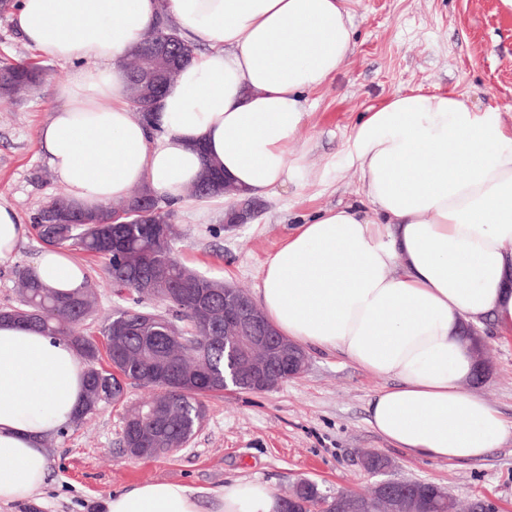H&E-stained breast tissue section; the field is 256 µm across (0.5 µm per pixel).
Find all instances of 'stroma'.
<instances>
[{
    "instance_id": "35a3bbf8",
    "label": "stroma",
    "mask_w": 512,
    "mask_h": 512,
    "mask_svg": "<svg viewBox=\"0 0 512 512\" xmlns=\"http://www.w3.org/2000/svg\"><path fill=\"white\" fill-rule=\"evenodd\" d=\"M356 52L307 101L301 137L319 179L274 190L251 221L225 228L220 204L176 209V250L197 272L257 294L266 260L306 216L356 203L359 175L345 144L366 109L390 96L422 89L466 94L478 107L512 113V13L500 0H354ZM40 62L43 84L25 99L0 100V204L11 206L27 231L12 259L0 262V308L19 300L15 271L33 265L44 246L30 226L63 187L51 170L40 133L58 105L56 87L69 64L40 58L9 17L0 16V59ZM95 285L96 312L85 333L131 307L113 288L104 259L72 249ZM483 341L492 372L471 389L512 425V334L485 322ZM302 375L270 392L227 387L203 397L206 417L189 443L158 457L128 458L121 443L126 406L152 398L146 385L127 386L120 403L101 405L82 422L48 438L46 484L31 501L1 504L0 512H102L103 501L146 481H171L203 490L206 512L225 483L260 481L284 495L305 478L331 492H369L376 483L361 463L365 451L385 455L389 478L426 480L456 500L488 497L512 512V434L481 461L417 459L376 433L367 422L372 396L392 378L373 375L340 352L309 350Z\"/></svg>"
}]
</instances>
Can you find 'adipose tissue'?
<instances>
[{
	"label": "adipose tissue",
	"mask_w": 512,
	"mask_h": 512,
	"mask_svg": "<svg viewBox=\"0 0 512 512\" xmlns=\"http://www.w3.org/2000/svg\"><path fill=\"white\" fill-rule=\"evenodd\" d=\"M351 0H18L12 21L44 58L72 64L41 134L71 202L88 209L144 186L172 205L205 167L249 196L313 177L300 141L307 94L355 52ZM205 45L164 93L155 126L133 112L125 62L159 13ZM346 155L360 203L300 224L262 267L258 301L301 346L341 352L392 386L368 423L418 458L478 462L512 432L467 388L476 373L463 324L512 332V117L457 93L413 91L370 107ZM57 291L83 287L66 251L34 263ZM63 339L0 320V503L47 482L45 437L85 394ZM217 512H280L267 485L235 480ZM105 512H205L198 490L149 481Z\"/></svg>",
	"instance_id": "obj_1"
}]
</instances>
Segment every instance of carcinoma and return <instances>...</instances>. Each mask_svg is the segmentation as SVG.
Here are the masks:
<instances>
[{
    "mask_svg": "<svg viewBox=\"0 0 512 512\" xmlns=\"http://www.w3.org/2000/svg\"><path fill=\"white\" fill-rule=\"evenodd\" d=\"M175 50L174 64L161 68L164 84L171 85L179 69L196 57L197 45L182 39L179 33L172 36ZM145 66L141 49L130 52L127 81H132ZM45 70L35 63H11L0 61V97H15L19 90L39 85ZM152 191L137 188L129 200L119 207L108 209V217L124 232L127 242L135 245L146 257V273L154 277L177 283L181 291L159 303L166 309L131 308L115 313L103 323L101 334L105 346L92 337L83 335L78 327L94 312L96 297L91 284L67 295L46 287L34 271L28 267L17 270L20 282L19 303L0 310L10 313L8 319L38 328L41 333L61 337L70 341L85 361V399L83 414L96 410L103 404L118 401L127 383L160 386L156 380L159 372H173L180 381L172 384L167 395L156 397L142 404L141 413L131 408L127 412L122 442L128 444V436L136 432L139 437L152 433L153 443H140L145 448H178L188 443L205 417V408L200 397L224 390V383L237 376L232 356L224 352V341L220 336L224 330L194 321L192 290L195 288L197 272L186 266L178 257L175 248L176 233L172 226L173 214L165 209L161 212H146L142 223H132L128 215L139 196H149ZM189 194L203 197L222 194L236 203H251L242 199L235 186L224 181V175L215 170H206L200 180L190 186ZM169 225V239L158 241L151 235L152 225ZM38 239L49 247L73 246L91 256L99 255L95 233L82 227L72 228L66 238H55L47 225L34 221L32 224ZM106 271L112 284L120 289L128 288L123 269L112 258H107ZM151 316L160 330L152 341L145 342L138 332L127 337V347L121 356L112 349V327L123 319L136 321L138 316Z\"/></svg>",
    "mask_w": 512,
    "mask_h": 512,
    "instance_id": "carcinoma-1",
    "label": "carcinoma"
}]
</instances>
